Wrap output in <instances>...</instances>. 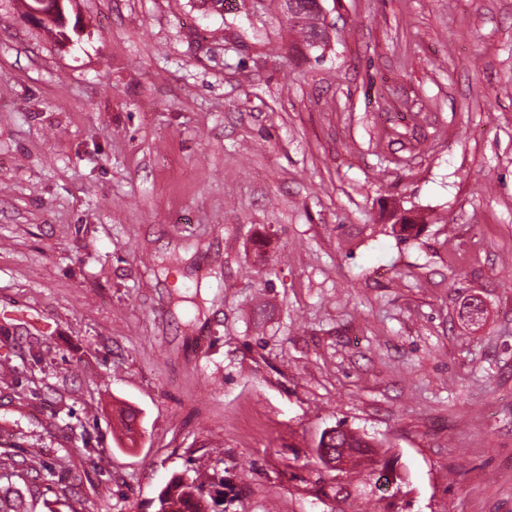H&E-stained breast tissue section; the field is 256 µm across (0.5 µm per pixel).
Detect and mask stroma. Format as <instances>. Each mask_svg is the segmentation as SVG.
<instances>
[{
    "label": "stroma",
    "mask_w": 512,
    "mask_h": 512,
    "mask_svg": "<svg viewBox=\"0 0 512 512\" xmlns=\"http://www.w3.org/2000/svg\"><path fill=\"white\" fill-rule=\"evenodd\" d=\"M323 7L310 49L281 0H73L71 47L0 0L28 512H156L211 448L226 512H512V0ZM339 425L403 481L326 467Z\"/></svg>",
    "instance_id": "1"
}]
</instances>
